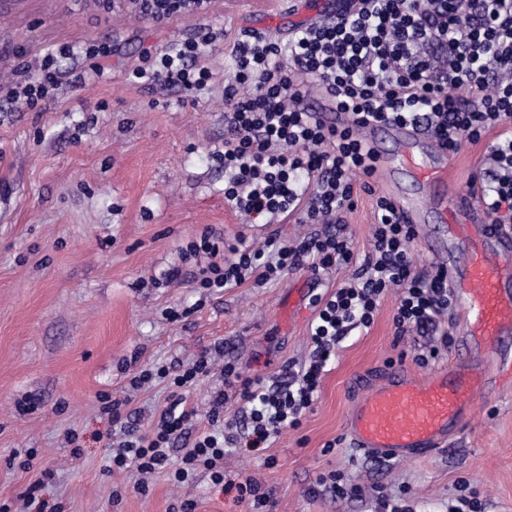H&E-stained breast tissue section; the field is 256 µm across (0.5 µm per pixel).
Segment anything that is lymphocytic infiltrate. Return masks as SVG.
I'll use <instances>...</instances> for the list:
<instances>
[{
	"label": "lymphocytic infiltrate",
	"mask_w": 512,
	"mask_h": 512,
	"mask_svg": "<svg viewBox=\"0 0 512 512\" xmlns=\"http://www.w3.org/2000/svg\"><path fill=\"white\" fill-rule=\"evenodd\" d=\"M217 38L209 30L145 57L131 76L149 85L203 89L214 78L203 58ZM231 53L235 69L224 82L227 131L220 154L231 177L224 196L248 223L297 213L311 230L292 241L274 232L260 248L233 245L225 256L202 235L190 250L214 261L194 277V287L265 283L296 269L316 274L346 267L351 274L330 294L311 298L309 362L287 380L245 377L234 361L225 362L211 398V432L193 434L196 413L181 395L210 375L205 353L175 375L161 366L135 376L137 387L171 377L176 390L150 431L141 432L123 413V401L106 400L102 410L122 434L105 448L113 470L147 475L168 468L176 482L187 483L203 468L214 483L235 491L237 501L259 508L269 503V490L250 478L225 481V447L261 448L282 429L298 428L329 362L353 331L370 330L388 289L398 291L392 322L399 339L436 335L452 306L447 269L415 264V227L401 222L391 198L374 191L368 126L419 125L451 154L492 136V166L473 175L471 186L493 223H512V133L503 129L512 118V0H358L351 11L293 29L284 43L249 31ZM62 54L97 59L99 75L110 49L87 42L48 52L38 74L17 68L7 97L31 108L52 102ZM316 94L326 95L345 122L325 124L308 104ZM358 185L375 196L370 248L359 263L345 219L356 206ZM232 396L244 410L228 421L224 406Z\"/></svg>",
	"instance_id": "1"
}]
</instances>
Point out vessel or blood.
<instances>
[{
	"instance_id": "vessel-or-blood-1",
	"label": "vessel or blood",
	"mask_w": 512,
	"mask_h": 512,
	"mask_svg": "<svg viewBox=\"0 0 512 512\" xmlns=\"http://www.w3.org/2000/svg\"><path fill=\"white\" fill-rule=\"evenodd\" d=\"M421 135L411 125L375 124L368 137L377 151L379 176L390 172L379 150L383 139ZM397 157L418 183L435 191L442 187L445 163L417 157L408 146ZM394 204L405 223L424 224L421 199L398 196ZM437 219L448 229V251L439 263L448 269L452 299L465 322L460 347L466 356L425 378L394 373L353 402L345 421L352 444L380 459L420 457L445 448L468 407L487 394L494 372L512 369V357L503 350L512 337V228L492 224L485 207L463 196L440 208Z\"/></svg>"
}]
</instances>
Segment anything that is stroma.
I'll return each mask as SVG.
<instances>
[{"mask_svg": "<svg viewBox=\"0 0 512 512\" xmlns=\"http://www.w3.org/2000/svg\"><path fill=\"white\" fill-rule=\"evenodd\" d=\"M282 40L296 25L292 0H214L202 17L154 24L85 10L80 0H0V77L63 46L110 47L103 76L88 58L60 60L61 73L87 72L79 88L62 83L46 110H24L0 94V504L12 512H169L191 498L196 512H253L215 485L208 472L177 486L170 471L139 494L132 471L111 472L104 457L110 430L101 396L129 398L141 430L166 408L169 379L142 387L141 370H177L215 346L248 376L277 377L309 355L310 302L289 310L296 289L331 293L349 269L284 273L258 286L192 287L190 276L211 262L190 254L205 230L227 242L259 243L263 224L242 223L224 197V80L235 39L264 17ZM225 32L205 62L216 78L189 94L132 81L147 55L173 48L206 28ZM487 141L453 155L443 197L470 194L472 175L489 167ZM373 226V198L358 193L347 216L356 258ZM179 278H170L173 269ZM395 293L381 298L368 333L336 353L318 397L299 429L283 430L264 448L224 451V475L272 489L265 512H376L379 491L404 495L412 512H448L466 481L485 512H512V380L476 402L447 447L377 469L353 448L344 423L354 379L401 369L426 377L457 358L448 346L429 366L414 357L439 337L396 340ZM77 445H70V435ZM332 451H325L326 443ZM33 452L29 466L20 457ZM331 471L364 493L333 500L320 476Z\"/></svg>", "mask_w": 512, "mask_h": 512, "instance_id": "obj_1", "label": "stroma"}]
</instances>
